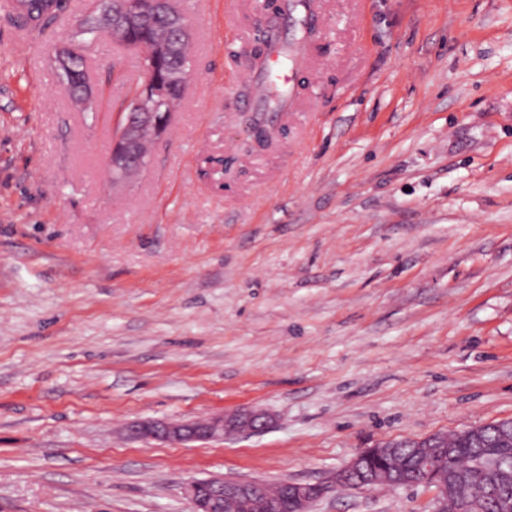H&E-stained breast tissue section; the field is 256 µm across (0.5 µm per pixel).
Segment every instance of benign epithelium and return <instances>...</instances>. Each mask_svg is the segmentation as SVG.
I'll list each match as a JSON object with an SVG mask.
<instances>
[{"mask_svg": "<svg viewBox=\"0 0 512 512\" xmlns=\"http://www.w3.org/2000/svg\"><path fill=\"white\" fill-rule=\"evenodd\" d=\"M132 17L114 19L107 30L112 38L124 45L128 44L127 30ZM169 100L168 84L145 77L142 95L138 97L130 111L125 113L123 127L113 138L112 151L108 166L112 185L120 186L135 171V161L145 140H154L162 136L168 126L169 113L159 115L154 108L161 102ZM271 417L257 408H243L224 417L194 422H161L137 425L133 433L151 437L171 444L211 440L238 434L254 433L265 429ZM493 427L499 437L509 442L512 440V419H502L491 425H477L456 432L470 441L481 439L488 427ZM414 448L415 469L384 466L381 469H366L364 463L372 455L388 456L394 454L398 442L387 441L374 448H368L342 470L336 472L332 484L344 486L355 477L365 486L375 484L392 486L431 485L435 476L437 458L444 452L452 456L456 449L448 446V437L434 433L409 441ZM436 508L433 512H448V504H455L459 512H473L465 483L455 473H448V482L437 486ZM325 492L320 484L295 481L281 483L279 496L290 504L292 512H308L310 505ZM184 493L192 505V512H222L225 506L234 508V512H274V498L268 486L256 479L212 477L208 480L192 481L184 486Z\"/></svg>", "mask_w": 512, "mask_h": 512, "instance_id": "1", "label": "benign epithelium"}]
</instances>
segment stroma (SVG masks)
I'll return each mask as SVG.
<instances>
[{"instance_id":"35a3bbf8","label":"stroma","mask_w":512,"mask_h":512,"mask_svg":"<svg viewBox=\"0 0 512 512\" xmlns=\"http://www.w3.org/2000/svg\"><path fill=\"white\" fill-rule=\"evenodd\" d=\"M66 2L21 39L0 15V512H191L212 476L433 512L432 487L329 483L384 440L512 418V0H290L282 40L313 36L276 111L262 0H178L191 76L120 189L142 55L85 37L81 112L52 58L93 2ZM248 406L266 430L127 431Z\"/></svg>"}]
</instances>
